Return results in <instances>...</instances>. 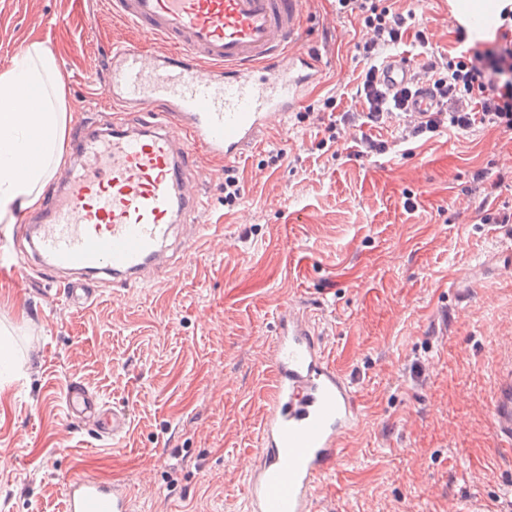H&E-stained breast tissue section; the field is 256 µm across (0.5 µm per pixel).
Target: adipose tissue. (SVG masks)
Wrapping results in <instances>:
<instances>
[{"label": "adipose tissue", "instance_id": "ef3b65f1", "mask_svg": "<svg viewBox=\"0 0 512 512\" xmlns=\"http://www.w3.org/2000/svg\"><path fill=\"white\" fill-rule=\"evenodd\" d=\"M54 51L31 41L0 68V222L37 207L71 114Z\"/></svg>", "mask_w": 512, "mask_h": 512}]
</instances>
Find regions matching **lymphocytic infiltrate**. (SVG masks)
<instances>
[{
	"mask_svg": "<svg viewBox=\"0 0 512 512\" xmlns=\"http://www.w3.org/2000/svg\"><path fill=\"white\" fill-rule=\"evenodd\" d=\"M340 13L361 18L368 37L362 45L367 66L356 86L355 97L363 102L360 111L349 110L340 117H328L320 147L336 142L339 128L359 131L377 125L392 113L404 119L405 138L436 132L443 123L457 128L494 124L512 130V7H504L498 28L499 44L474 55L446 58L435 50L425 31L416 37L424 50L426 63L418 73L427 82L438 103L434 111L413 115L409 101L411 87L395 90L384 87L377 58L385 47L399 44L408 22L406 16L382 7L376 0H337Z\"/></svg>",
	"mask_w": 512,
	"mask_h": 512,
	"instance_id": "1",
	"label": "lymphocytic infiltrate"
}]
</instances>
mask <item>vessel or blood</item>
I'll list each match as a JSON object with an SVG mask.
<instances>
[{"label": "vessel or blood", "mask_w": 512, "mask_h": 512, "mask_svg": "<svg viewBox=\"0 0 512 512\" xmlns=\"http://www.w3.org/2000/svg\"><path fill=\"white\" fill-rule=\"evenodd\" d=\"M303 0H109L113 14L164 48L146 54L114 46L102 63L112 101L135 108L133 123L108 132L77 126L78 164L65 183H50L37 219L20 218L5 237L26 239L32 260L18 278L46 276L80 308L95 295L91 278L137 285L165 267L177 221L202 205L190 181L199 155L231 164L272 120L286 117L320 67L288 52L303 28ZM386 83H412L413 63L393 55ZM275 381L261 424L256 462L247 474L248 512H313L321 479L342 458L359 422L351 384L329 361L311 318L288 308L272 340ZM68 425L93 426L103 439L127 431L121 410L77 383L63 393ZM65 512H130L124 484L73 473L63 480Z\"/></svg>", "instance_id": "1"}]
</instances>
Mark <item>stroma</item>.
<instances>
[{
    "mask_svg": "<svg viewBox=\"0 0 512 512\" xmlns=\"http://www.w3.org/2000/svg\"><path fill=\"white\" fill-rule=\"evenodd\" d=\"M383 3L414 13L447 55L486 47L459 43L451 0ZM304 18L298 47L324 73L299 112L355 107L363 25L336 0H305ZM134 36L105 0H0V67L44 41L76 124L112 120L97 73L106 45ZM401 130L392 115L365 130L386 153L363 155L347 135L333 156L323 130L288 115L235 163L231 207L223 161L202 158L199 221L215 244L154 282L103 286L86 308L49 304L42 284L0 266V329L18 363L0 379V512H62L59 484L74 470L123 481L134 512H246L270 343L291 302L316 323L362 420L314 512H457L473 496L484 512H512V441L492 411L512 362V223L477 220L512 212V130L412 141ZM73 381L125 411L126 434L110 443L66 425Z\"/></svg>",
    "mask_w": 512,
    "mask_h": 512,
    "instance_id": "1",
    "label": "stroma"
}]
</instances>
